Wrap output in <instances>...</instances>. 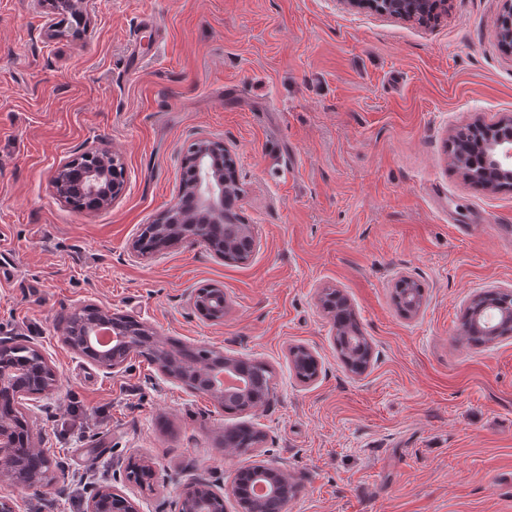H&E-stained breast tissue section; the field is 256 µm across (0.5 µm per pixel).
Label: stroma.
Listing matches in <instances>:
<instances>
[{
	"label": "stroma",
	"mask_w": 512,
	"mask_h": 512,
	"mask_svg": "<svg viewBox=\"0 0 512 512\" xmlns=\"http://www.w3.org/2000/svg\"><path fill=\"white\" fill-rule=\"evenodd\" d=\"M502 6L448 0L422 23L338 0H93L79 15L0 0V336L57 373L21 407L52 467L34 487L0 480L15 512H83L87 486L132 461L153 480L114 486L140 512H170L195 482L231 510L235 471L259 461L296 481L286 512H512V336L475 348L460 329L471 297L512 285V191L448 163L454 130L512 114ZM202 135L234 153L255 252L134 255ZM80 148L123 163L113 205L53 195ZM400 274L424 289L418 316L391 299ZM206 285L228 298L222 321L188 302ZM324 288L372 346L362 375L336 351ZM88 305L266 362L275 396L241 415L259 447L225 451L230 415L145 357L108 375L73 350L56 326ZM295 345L317 352L315 381L293 375Z\"/></svg>",
	"instance_id": "1"
}]
</instances>
